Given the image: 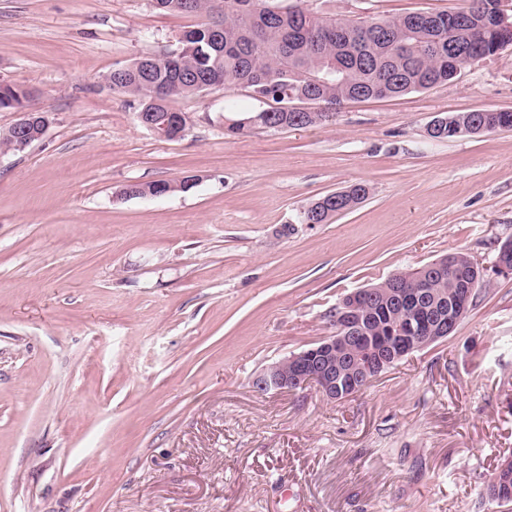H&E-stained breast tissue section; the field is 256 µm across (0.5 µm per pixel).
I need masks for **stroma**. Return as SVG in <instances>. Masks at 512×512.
Instances as JSON below:
<instances>
[{"label":"stroma","instance_id":"1","mask_svg":"<svg viewBox=\"0 0 512 512\" xmlns=\"http://www.w3.org/2000/svg\"><path fill=\"white\" fill-rule=\"evenodd\" d=\"M462 0H324L350 19ZM208 14L150 0H0V82L35 92L43 138L0 153V512H504L512 454V129L427 136L512 112V46L454 80L348 101L330 120L225 135L242 88L144 127L104 77L178 49ZM197 179L123 197L131 183ZM362 183L326 224L301 214ZM486 270L448 339L341 401L256 392L271 362L335 332L349 293L455 252ZM447 121L446 126L438 135H433L432 139L445 140L453 139L463 135L457 134L458 129H471L468 135L480 134L483 132H491L504 125L512 127V112H466L451 114L443 117ZM483 128L484 131L479 132ZM467 131L464 130V133Z\"/></svg>","mask_w":512,"mask_h":512}]
</instances>
